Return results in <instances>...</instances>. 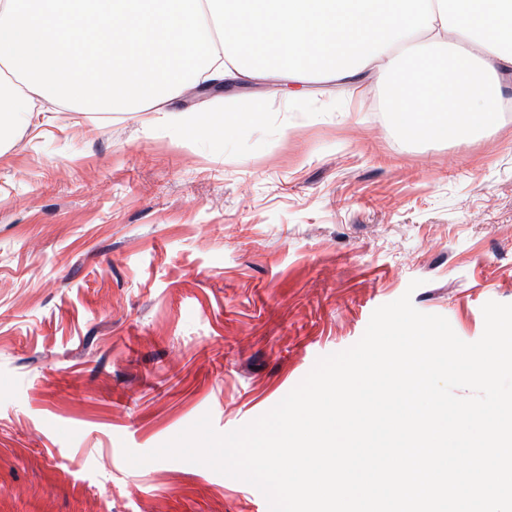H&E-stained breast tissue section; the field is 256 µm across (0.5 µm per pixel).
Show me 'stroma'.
Listing matches in <instances>:
<instances>
[{"mask_svg": "<svg viewBox=\"0 0 512 512\" xmlns=\"http://www.w3.org/2000/svg\"><path fill=\"white\" fill-rule=\"evenodd\" d=\"M350 94L264 70L177 109L251 103L223 139L144 112L57 111L0 155V512H269L176 459L130 466L203 415H263L373 311L411 292L464 341L512 303V77L498 122L410 142L388 79ZM420 280L409 290L412 280Z\"/></svg>", "mask_w": 512, "mask_h": 512, "instance_id": "1", "label": "stroma"}]
</instances>
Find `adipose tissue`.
Listing matches in <instances>:
<instances>
[{"label":"adipose tissue","instance_id":"1","mask_svg":"<svg viewBox=\"0 0 512 512\" xmlns=\"http://www.w3.org/2000/svg\"><path fill=\"white\" fill-rule=\"evenodd\" d=\"M446 57L413 49L414 34ZM271 60L285 84L306 75L393 73L386 105L406 139L458 140L493 126L512 75V0H0V70L21 86L0 121L36 123V100L90 112H161L187 81L248 79ZM252 107L179 111L190 137L223 138Z\"/></svg>","mask_w":512,"mask_h":512}]
</instances>
